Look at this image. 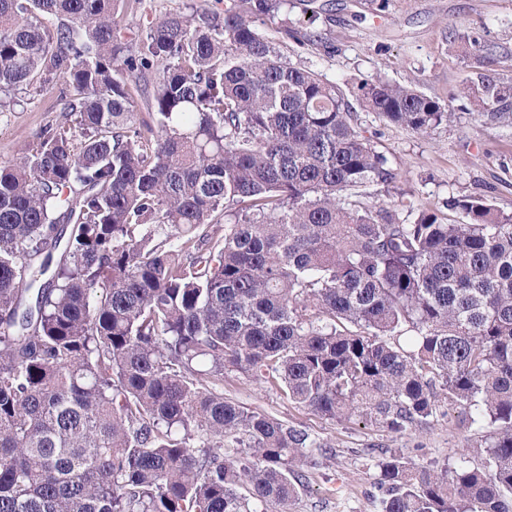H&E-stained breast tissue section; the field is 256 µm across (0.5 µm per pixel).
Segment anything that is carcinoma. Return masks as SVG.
Masks as SVG:
<instances>
[{"label":"carcinoma","mask_w":512,"mask_h":512,"mask_svg":"<svg viewBox=\"0 0 512 512\" xmlns=\"http://www.w3.org/2000/svg\"><path fill=\"white\" fill-rule=\"evenodd\" d=\"M120 2L0 0V112L64 82L62 121L0 163V512H290L320 444L225 400L232 372L400 435L458 410L482 464L384 452L380 512H512V213L366 201L397 173L356 108L418 134L454 113L283 60L295 32L256 20L288 0L169 13L134 50ZM461 96L512 123V85ZM133 111L137 113V118L149 120L148 112L150 95L153 91L152 85L145 84L141 79L129 78L127 80Z\"/></svg>","instance_id":"1"}]
</instances>
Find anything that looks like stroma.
<instances>
[{"mask_svg": "<svg viewBox=\"0 0 512 512\" xmlns=\"http://www.w3.org/2000/svg\"><path fill=\"white\" fill-rule=\"evenodd\" d=\"M321 38L312 45L289 42L283 55L328 80L357 84L380 77L415 85L457 115L427 135L398 127L377 114L359 111V123L398 173L396 190H372V200L396 199L424 208L442 207L449 196L482 195L512 212V126L491 124L469 114L458 90L487 74L512 84V0H389L373 13L366 0H323ZM222 0H136L120 21V36L134 47L146 39L156 18L169 12H220ZM466 22L495 46L494 63L479 64L462 53L454 26ZM60 81L34 83L21 92L13 111L0 112V163L32 145L37 133L60 119ZM224 398L303 428L327 449L316 467L306 469L291 512H377L376 482L382 452L421 464L453 466L461 458L477 464L470 448L481 440L467 424L434 422L411 435H397L357 420L325 418L288 400L280 391L239 373L224 377Z\"/></svg>", "mask_w": 512, "mask_h": 512, "instance_id": "1", "label": "stroma"}]
</instances>
